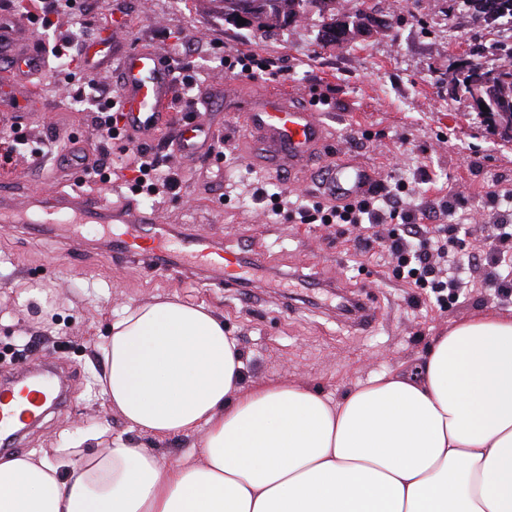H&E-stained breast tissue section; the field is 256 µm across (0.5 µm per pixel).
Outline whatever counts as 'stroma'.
<instances>
[{
	"label": "stroma",
	"instance_id": "1",
	"mask_svg": "<svg viewBox=\"0 0 512 512\" xmlns=\"http://www.w3.org/2000/svg\"><path fill=\"white\" fill-rule=\"evenodd\" d=\"M379 27L340 46L321 42L322 19L309 7L304 20L265 36L225 22L214 0H84V13L53 15L43 29L42 4L23 33L25 44L41 48L108 26L121 30L123 47L151 48L179 67L181 79L200 90L175 105L172 121L145 145L161 172L179 181L164 197L136 195L140 208L185 231L221 236L227 251L250 249L267 265L266 287H217L205 274L180 279L146 262L114 261L105 248L101 225L83 228L84 248L63 254L60 239L35 229L0 225V347L23 344L16 355H0V376L22 367L59 362L69 403L47 415L21 441L22 452L63 446L80 432L108 431L140 442L117 413L108 411L97 377L103 371L99 347L125 308L155 298H179L208 307L241 350L246 377L288 380L337 400L373 375L415 368L433 337L448 326L485 311L512 315V292L498 293L503 269L486 252L492 225H512V140H505L480 118L462 94L448 86V73L460 60L479 52L486 66L499 64L493 42L512 45V21L485 29L463 0H371ZM252 52L269 61L274 74L255 78L225 73L226 51ZM30 103L0 112V129L18 126L25 136L0 180L44 185L55 175L64 188L108 195L132 192L128 142H103L91 113L79 101L90 83L118 92L116 66L86 73L77 66L48 62L31 77ZM231 86L246 103L269 89L288 94L301 107H315L334 132L333 142L301 174L276 177L263 161L246 157L233 127L241 113L224 108L216 87ZM325 95L328 105L315 104ZM188 124L218 134L208 156L178 151L176 139ZM106 146L114 164L111 180L77 185L78 175L62 156L67 140ZM52 152H39L44 142ZM356 159L375 168L382 186L405 185L411 214L430 213L432 227L455 228L464 253L480 257L467 270L466 289L452 305L415 288L399 276L396 260L382 242L393 227L375 225L378 247L363 253L356 234L333 224H302L294 201L321 200L324 167L336 158ZM277 182L288 199L272 210L255 189ZM353 292L372 307L374 323L358 329L338 310L340 296Z\"/></svg>",
	"mask_w": 512,
	"mask_h": 512
}]
</instances>
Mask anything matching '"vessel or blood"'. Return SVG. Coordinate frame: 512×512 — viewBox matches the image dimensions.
Here are the masks:
<instances>
[{
	"label": "vessel or blood",
	"instance_id": "b4317fda",
	"mask_svg": "<svg viewBox=\"0 0 512 512\" xmlns=\"http://www.w3.org/2000/svg\"><path fill=\"white\" fill-rule=\"evenodd\" d=\"M24 17L12 22L0 20V84L9 85L15 71L39 70L37 54L20 49ZM113 32L99 34L85 50L82 68L94 73L111 60H118L121 87L120 110L132 134L148 135L160 127L173 109L175 84L162 54L130 48L116 53ZM246 130L253 145L267 159L270 170H297L331 140V130L318 114L296 106L286 96L272 93L248 104ZM377 175L353 161L333 164L325 188L328 192L356 198L369 191ZM37 223L40 232L63 233L70 247H77L84 225L112 228L107 242L112 258L126 261L143 258L161 267L177 266L205 271L216 284H238L244 273L253 272L255 283H262L265 263L254 253L241 252L225 259L222 246L212 235H185L172 224L160 223L157 216L141 211L130 200H109L81 193L58 190H29L23 196L0 189V223ZM60 375L51 369L28 373L17 388L0 389V446H12L19 427L37 421L43 406L62 407L66 398Z\"/></svg>",
	"mask_w": 512,
	"mask_h": 512
}]
</instances>
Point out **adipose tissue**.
<instances>
[{
	"mask_svg": "<svg viewBox=\"0 0 512 512\" xmlns=\"http://www.w3.org/2000/svg\"><path fill=\"white\" fill-rule=\"evenodd\" d=\"M101 356L107 407L157 441L201 434L199 459L82 434L0 456V512H512V315L456 323L417 374L336 401L246 383L223 320L173 299L127 308Z\"/></svg>",
	"mask_w": 512,
	"mask_h": 512,
	"instance_id": "obj_1",
	"label": "adipose tissue"
}]
</instances>
